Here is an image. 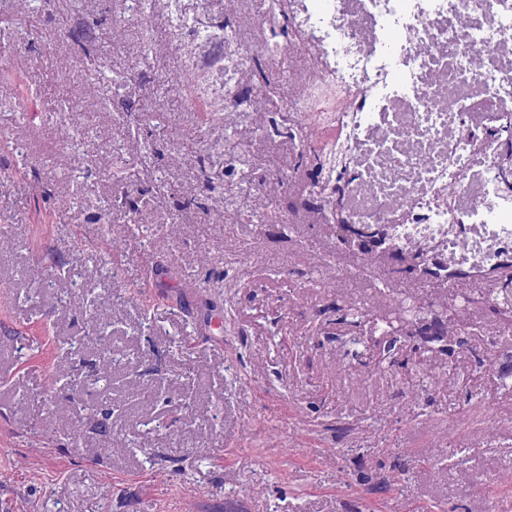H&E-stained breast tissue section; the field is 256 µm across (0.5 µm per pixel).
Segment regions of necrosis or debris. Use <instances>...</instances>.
I'll use <instances>...</instances> for the list:
<instances>
[{
  "label": "necrosis or debris",
  "mask_w": 512,
  "mask_h": 512,
  "mask_svg": "<svg viewBox=\"0 0 512 512\" xmlns=\"http://www.w3.org/2000/svg\"><path fill=\"white\" fill-rule=\"evenodd\" d=\"M303 93L279 115L306 133L333 112L326 208L427 266L482 283L512 258V0H288Z\"/></svg>",
  "instance_id": "obj_1"
}]
</instances>
